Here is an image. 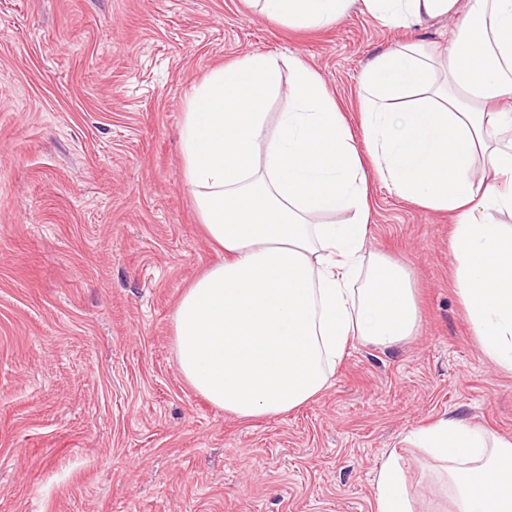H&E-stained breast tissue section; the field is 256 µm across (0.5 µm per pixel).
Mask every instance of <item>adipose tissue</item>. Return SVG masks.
I'll return each mask as SVG.
<instances>
[{
  "label": "adipose tissue",
  "instance_id": "adipose-tissue-1",
  "mask_svg": "<svg viewBox=\"0 0 512 512\" xmlns=\"http://www.w3.org/2000/svg\"><path fill=\"white\" fill-rule=\"evenodd\" d=\"M302 27L336 23L355 0H256ZM396 26L463 14L445 55L389 48L362 75L352 132L320 76L292 56L253 54L213 71L182 124L184 178L224 251L181 296L173 343L186 381L240 418L275 416L325 389L349 343L392 347L417 334L408 271L367 256L370 175L453 221L460 299L489 361L512 372V0H362ZM291 73L290 106L264 102ZM346 214L322 224L324 214ZM446 476L452 512H512V439L453 417L414 430ZM375 512H414L396 452L376 472Z\"/></svg>",
  "mask_w": 512,
  "mask_h": 512
}]
</instances>
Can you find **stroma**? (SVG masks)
Instances as JSON below:
<instances>
[{"mask_svg": "<svg viewBox=\"0 0 512 512\" xmlns=\"http://www.w3.org/2000/svg\"><path fill=\"white\" fill-rule=\"evenodd\" d=\"M457 24L393 26L360 4L307 28L247 0H0V512H374L394 447L415 512H448L403 438L443 415L512 438V373L459 302L447 214L370 177L366 249L409 271L421 334L352 342L288 413L245 421L200 396L172 313L223 259L183 180L204 78L293 55L355 125L371 60L397 42L444 50Z\"/></svg>", "mask_w": 512, "mask_h": 512, "instance_id": "1", "label": "stroma"}]
</instances>
